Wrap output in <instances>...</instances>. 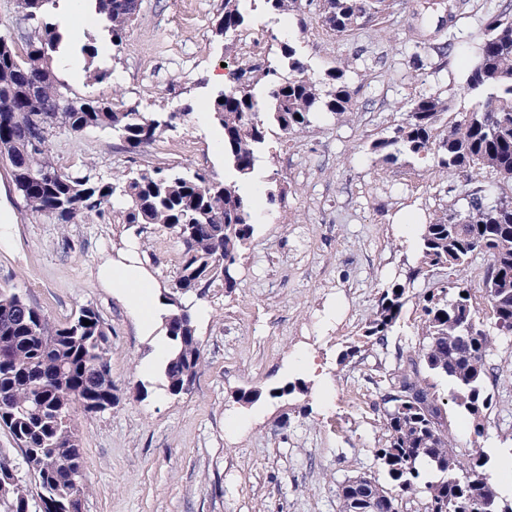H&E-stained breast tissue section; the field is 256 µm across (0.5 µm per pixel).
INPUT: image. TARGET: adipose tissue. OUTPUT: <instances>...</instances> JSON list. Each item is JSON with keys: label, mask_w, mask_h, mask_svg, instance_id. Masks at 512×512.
I'll use <instances>...</instances> for the list:
<instances>
[{"label": "adipose tissue", "mask_w": 512, "mask_h": 512, "mask_svg": "<svg viewBox=\"0 0 512 512\" xmlns=\"http://www.w3.org/2000/svg\"><path fill=\"white\" fill-rule=\"evenodd\" d=\"M98 277L107 286L120 291L127 308L138 317L144 335H151L166 310L147 273L134 262L109 260L99 267Z\"/></svg>", "instance_id": "1"}]
</instances>
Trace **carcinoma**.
Listing matches in <instances>:
<instances>
[{"label":"carcinoma","instance_id":"1","mask_svg":"<svg viewBox=\"0 0 512 512\" xmlns=\"http://www.w3.org/2000/svg\"><path fill=\"white\" fill-rule=\"evenodd\" d=\"M54 2L17 0V7L25 19L38 21ZM243 2L224 0L217 33L245 24ZM390 5L391 0H320L319 11L326 28L344 34L382 18ZM95 11L104 17L112 45L121 46L137 15L134 0H95ZM62 42V34L46 24L22 54L0 38V157L9 163L26 209L58 224H79L118 201L123 223L159 224L178 239L176 291L214 284L234 288L239 249L254 231L249 201L235 183L215 181L203 171L164 167L107 182L96 178L91 167H56L48 142L57 128L76 135L116 131L135 151L174 127L180 116L119 110L71 95L46 62L48 52ZM282 55L288 59V75L245 63L238 67L236 83L209 103L222 131L224 159L239 175L254 170L268 124L290 135L309 127L322 110L343 115L351 105L346 67L327 72L319 86L306 76L307 66L294 47L283 46ZM32 85L38 90L36 104L28 97ZM463 92L472 100L466 111L454 112L450 100L423 95L410 102L389 135L368 145L385 161L403 154L422 160L432 156L440 171L457 174L465 183L462 201L450 202L422 225L419 264L409 269L406 282L379 291L363 331L370 344L385 343L407 300V283L427 272H446V279L419 300L422 348L383 379L386 442L375 457L387 484L362 474L378 512L384 503L404 499L418 501L420 512H474L479 497L500 501L487 456L461 460L454 453L428 375L447 379L451 400L475 417L491 405L484 380L493 340L482 329L471 289L461 279L479 255L491 259L483 288L495 326L512 333L511 8L486 16ZM444 115L448 121L440 137ZM468 324L476 330L462 344L458 336ZM166 325L175 353L164 376L168 392L179 395L189 391L197 376L200 343L189 310L178 307ZM110 354L109 328L94 308L83 306L58 325L19 293L0 288V428L9 432L34 478L38 512H80L86 476L75 417L104 412L118 402ZM0 512H31L29 490L19 477L0 484Z\"/></svg>","mask_w":512,"mask_h":512}]
</instances>
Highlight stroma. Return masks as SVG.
<instances>
[{
    "instance_id": "obj_1",
    "label": "stroma",
    "mask_w": 512,
    "mask_h": 512,
    "mask_svg": "<svg viewBox=\"0 0 512 512\" xmlns=\"http://www.w3.org/2000/svg\"><path fill=\"white\" fill-rule=\"evenodd\" d=\"M511 1L462 0L444 31L446 0H392L383 19L339 35L323 26L315 0L288 14L246 0L242 31L220 35L224 0H139L119 47L96 13L85 14L84 39L99 45V55L60 82L81 97L185 118L137 152L113 132L57 131L49 148L61 170L90 164L109 179L160 166L231 180L212 147L221 129L208 108L220 89L211 75L244 59L283 68L286 43L316 80L348 63L352 105L341 116L319 114L297 135L270 127L249 195L255 232L236 287L180 298L203 358L193 387L179 396L164 378L141 372L153 339L97 277L102 261L133 246L158 293L171 292L181 253L175 236L109 213L67 225L32 214L0 159V199L15 216L12 238L0 243V287L24 293L59 324L91 306L110 329L119 402L78 417L87 479L81 512H339V483L378 473L385 430L376 384L397 367L398 353L418 351L419 299L429 280L411 286L386 345H367L362 329L379 290L417 264L421 224L462 197L464 186L437 172L434 160L402 155L387 163L367 144L400 123L419 96L436 93L468 108L459 56L440 60L434 47L452 37L475 49L487 14ZM416 34L424 49L415 48ZM104 69L108 77L96 79ZM272 193L279 201L269 202ZM487 264L478 257L464 277L495 334L485 382L492 405L475 419L450 403L448 380L437 379L435 394L458 457L483 453L493 469L512 449V334L494 331L482 283ZM286 385L291 393L270 397ZM245 391L254 392L252 401L242 400Z\"/></svg>"
}]
</instances>
